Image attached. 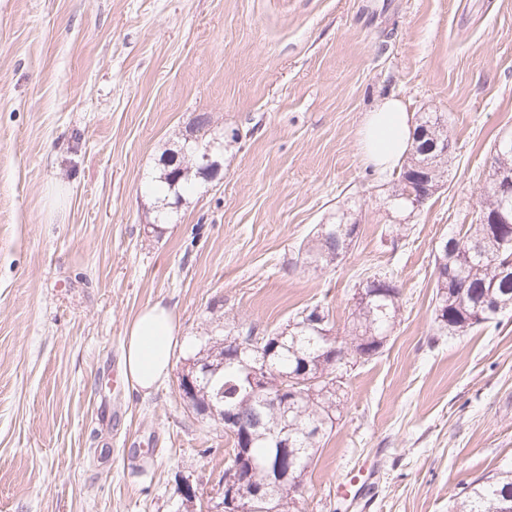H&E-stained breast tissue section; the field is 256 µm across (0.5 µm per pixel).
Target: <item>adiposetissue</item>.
Wrapping results in <instances>:
<instances>
[{"instance_id": "1", "label": "adipose tissue", "mask_w": 512, "mask_h": 512, "mask_svg": "<svg viewBox=\"0 0 512 512\" xmlns=\"http://www.w3.org/2000/svg\"><path fill=\"white\" fill-rule=\"evenodd\" d=\"M416 122L400 99L379 101L367 113L359 132L362 155L379 173L399 168L409 154ZM177 345L172 312L161 304L145 307L131 320L124 337V376L139 390L163 379Z\"/></svg>"}]
</instances>
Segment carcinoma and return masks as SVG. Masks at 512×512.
<instances>
[{"instance_id": "cac0c4a2", "label": "carcinoma", "mask_w": 512, "mask_h": 512, "mask_svg": "<svg viewBox=\"0 0 512 512\" xmlns=\"http://www.w3.org/2000/svg\"><path fill=\"white\" fill-rule=\"evenodd\" d=\"M422 132L440 139L448 137L447 124L431 114L418 123L416 133ZM421 145L422 142L414 141L410 157L398 171L394 200L399 206H410L405 198L406 186L401 180L407 172L425 171L433 185L442 182L447 173L448 161L423 154ZM494 150L488 181L490 187L485 190L475 222L446 237L448 243L455 244L454 250L434 255V308L446 312L450 318L449 324L438 327L442 334L463 335L494 319L497 309H512V271L505 275L502 270L504 264L512 265V250H497L494 225L485 221L494 212L512 218V196H499L491 188L499 172L512 171V144L500 140ZM185 158L186 153L180 151L171 152L162 159L163 172L158 183L166 190L156 196L157 223L169 220L182 193L192 187L189 173L195 168L187 165ZM351 226H357V222L347 217L334 224L320 225L313 237L299 247L296 262L323 268L335 265L339 247ZM386 289L391 294L375 296L365 303L357 302L352 312V327L345 348L368 360L382 353L384 340L399 308L401 291L397 282L391 281ZM327 347L329 344L314 331L301 328L293 330L287 346L278 347L276 354L288 372L297 371L309 363L315 370L329 375L336 372V365L325 353ZM191 362H207L215 367V372L198 383L192 396L193 405L201 411L207 405L219 402L217 395L223 393V401L219 402L221 408L234 413L241 427L252 435L249 454L256 468L251 470L247 465H241L240 478L251 484L262 482L264 470L261 465L274 454L267 430L278 427L280 418L272 407L247 401L248 370L230 360V346L226 345L225 338L206 337ZM337 399L339 394L324 389V383L320 382L306 388L301 414L288 417V438L292 447L302 450L301 460L306 469L312 464L327 429L333 426ZM508 499L512 500V470L500 472L476 487L464 488V498L457 508L459 512H496L501 502Z\"/></svg>"}]
</instances>
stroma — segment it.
I'll return each instance as SVG.
<instances>
[{"label":"stroma","instance_id":"1","mask_svg":"<svg viewBox=\"0 0 512 512\" xmlns=\"http://www.w3.org/2000/svg\"><path fill=\"white\" fill-rule=\"evenodd\" d=\"M386 96L455 144L411 214L362 159ZM202 114L221 170L153 227L143 183ZM505 132L512 0H0V512H179L187 483L209 512L232 441L179 394L198 338L315 305L345 337L369 270L400 309L382 355L342 366L294 512H451L512 468V312L442 336L432 302ZM341 214L343 259L295 267ZM156 302L178 343L146 394L123 338Z\"/></svg>","mask_w":512,"mask_h":512}]
</instances>
